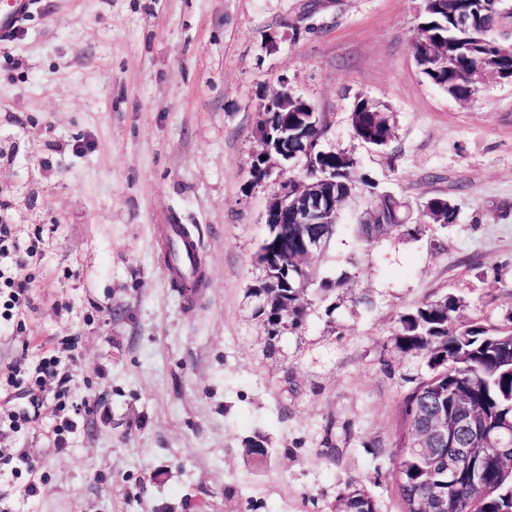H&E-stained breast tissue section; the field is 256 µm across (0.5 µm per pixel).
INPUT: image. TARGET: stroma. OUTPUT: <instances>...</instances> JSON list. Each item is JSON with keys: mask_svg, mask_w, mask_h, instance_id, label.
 Listing matches in <instances>:
<instances>
[{"mask_svg": "<svg viewBox=\"0 0 512 512\" xmlns=\"http://www.w3.org/2000/svg\"><path fill=\"white\" fill-rule=\"evenodd\" d=\"M421 0H34L0 43V222L33 280L0 324V383L56 355L36 423L0 399V512H332L349 480L401 512L378 447L427 371L392 337L455 292L463 321L512 319V82L463 102L412 53ZM315 105L321 146L407 201L452 196L455 224L391 230L362 251L341 225L316 265L349 276L267 353L248 298L282 180L249 173L258 112L279 84ZM394 121L381 149L352 134L357 96ZM204 258L193 298L163 261L171 219ZM267 438L261 466L245 438ZM38 464L29 472L28 461Z\"/></svg>", "mask_w": 512, "mask_h": 512, "instance_id": "1", "label": "stroma"}]
</instances>
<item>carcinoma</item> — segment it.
<instances>
[{
  "instance_id": "1",
  "label": "carcinoma",
  "mask_w": 512,
  "mask_h": 512,
  "mask_svg": "<svg viewBox=\"0 0 512 512\" xmlns=\"http://www.w3.org/2000/svg\"><path fill=\"white\" fill-rule=\"evenodd\" d=\"M510 18L503 0H423L418 23L422 34L412 42L421 73L449 96L461 101L473 99L487 74L495 72L504 77L512 73V55L505 52L512 43L503 33L504 23ZM260 113V124L269 126L271 132L287 126L308 146L307 152L299 153L303 171H288V183L279 184L277 189L304 181L322 186L323 177L328 176L333 179L329 188L340 200L382 197L384 206L354 225V236L364 251L389 230L407 227L403 201L378 190L369 174L359 171L355 157L317 145L325 129L321 122L307 120V108L272 112L262 105ZM350 123L354 137L373 147H385L393 137L385 109L364 95L356 98ZM423 208L435 224L447 226L457 221L458 206L449 196L431 197ZM178 238L186 241L193 235L186 225L174 222L168 225L163 252L168 266ZM259 250L273 256L283 252L292 257L303 254L301 232L292 218L285 214L270 216L268 234ZM191 256L196 276L172 281L173 288L190 297L205 287L203 258L198 252ZM299 277L302 291L298 293L290 287L292 278L283 276L280 292L288 299V309L263 312L271 328H296L303 322L311 305L306 298L311 286L318 285L320 296L348 289L346 278L317 280L316 269L306 259ZM462 304L461 297L448 293L424 303L400 321L393 336L395 347L422 357L427 373L402 396L401 426L389 456L397 472L402 505L418 507L428 494L429 474L411 444L430 433L434 412L464 416L470 428L463 441L472 454L455 475L450 500L437 512H512V468L484 446L488 430L504 424L512 428V325L459 322L455 313ZM375 508L373 498L357 479L347 483L335 504L341 512H374Z\"/></svg>"
}]
</instances>
